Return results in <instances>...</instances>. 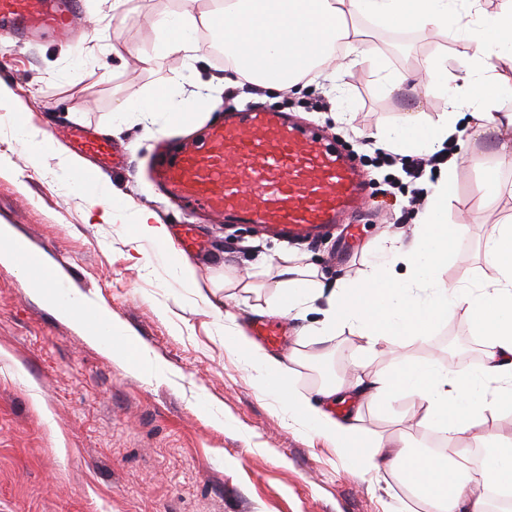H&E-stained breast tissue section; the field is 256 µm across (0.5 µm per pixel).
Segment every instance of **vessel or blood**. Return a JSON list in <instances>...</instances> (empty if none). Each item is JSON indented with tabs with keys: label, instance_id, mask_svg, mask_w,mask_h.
<instances>
[{
	"label": "vessel or blood",
	"instance_id": "obj_1",
	"mask_svg": "<svg viewBox=\"0 0 512 512\" xmlns=\"http://www.w3.org/2000/svg\"><path fill=\"white\" fill-rule=\"evenodd\" d=\"M76 0H0V33L23 42L75 34ZM81 148L112 164L108 143L87 127L67 132ZM157 189L174 204L207 213L217 224H261L273 237L305 241L365 204L353 160L321 131L287 113L251 107L228 113L201 138L162 143L151 164Z\"/></svg>",
	"mask_w": 512,
	"mask_h": 512
}]
</instances>
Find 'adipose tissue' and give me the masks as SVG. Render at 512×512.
Listing matches in <instances>:
<instances>
[{
	"label": "adipose tissue",
	"mask_w": 512,
	"mask_h": 512,
	"mask_svg": "<svg viewBox=\"0 0 512 512\" xmlns=\"http://www.w3.org/2000/svg\"><path fill=\"white\" fill-rule=\"evenodd\" d=\"M196 0H182L180 11L155 22L162 48L141 56L146 66L161 64L175 51L192 55L197 34L207 28L224 49V85L238 87L248 78L263 87L281 91L296 87L331 54L335 44L345 46L351 65L370 64L379 74L383 90L402 84L383 61L369 59L357 45L353 16L373 19L385 27L414 26L444 34L461 33L458 71L449 73L448 60L432 59L421 75L423 84L446 91L447 110L435 126L409 123L377 129L373 138L383 148L403 154L410 150H441L461 119L477 128L494 127L512 132V111L500 105L512 96V84L502 81L499 64L512 63V0L487 12L483 0H217L208 16L196 15ZM216 109L211 96L196 93L190 99H174L168 88L148 97L128 99L123 109L152 115L170 114L185 121L199 104ZM454 162L440 167L431 186L427 207L419 215V229L410 242L393 241L382 248L364 278L356 283L340 281L333 290L310 278L307 268L284 267L285 278L277 308L287 314L318 298H326L320 326L314 336H329L337 327L350 326L364 339L367 350H394L404 336L424 338L449 309L464 310L472 319L489 352L473 374L451 375L447 366L394 361L389 372L375 375L372 394L385 407H393L406 395L420 397L425 412L421 426L435 429L446 442L478 425L488 411L512 406V218L495 227L486 244V256L498 269L497 278L473 293L442 280L439 271L458 257L455 230L448 223V199L455 192ZM131 240L160 248L165 265L179 282H194L188 259L169 242L164 224L149 211L134 212ZM405 263L407 272L396 278L394 268ZM0 264L15 268L23 281L48 308L62 317L79 321L86 337L107 351L127 353L137 343L111 312L92 304L78 293L51 288L59 272L31 251L12 225L0 224ZM287 366L272 368L275 392L289 409L311 424L317 434L342 448L352 466L401 472L428 512H488V494L512 492V438L485 444L483 462L470 469L447 456L425 452L396 453L382 439L366 440L356 420L338 421L320 413L308 398L285 381Z\"/></svg>",
	"instance_id": "obj_1"
}]
</instances>
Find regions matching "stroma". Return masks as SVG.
<instances>
[{"label": "stroma", "instance_id": "stroma-1", "mask_svg": "<svg viewBox=\"0 0 512 512\" xmlns=\"http://www.w3.org/2000/svg\"><path fill=\"white\" fill-rule=\"evenodd\" d=\"M112 2L80 4L83 22L99 20L109 40L94 31L75 42L0 44V81L12 91L0 102V224L13 225L60 268L59 290L107 307L161 369L143 374L132 360L92 344L77 322L45 308L14 268L0 265V512H399L405 503L417 512L400 474L353 469L277 399L271 376L234 350L225 331L246 330L251 320L276 323L284 340L267 355L287 366L294 389L336 419L358 415L367 436L422 444L428 430L414 423L423 413L418 397L387 410L356 393L358 377L390 370L388 354H363V339L346 326L325 338L304 335L325 300L288 317L276 300L287 256L314 265L326 282L356 281L374 250L414 235L412 187L399 167L379 163L368 137L410 120L435 123L445 98L432 88L383 92L366 64L340 70V102L314 82L278 93L261 86L222 93L223 108L289 112L354 151L369 184L368 206L347 252L337 230L302 243L268 238L253 224L204 225L211 248L190 256L195 285L185 288L162 260H136L129 225L90 220L92 197L65 166L73 150L63 132L91 126L126 152L127 167L104 177L116 200L155 212L165 225L197 222V214L160 198L145 175L158 138L179 136V129L164 113L144 116L121 106L191 67L203 81L218 82V45L199 46L190 59L171 54L160 70L147 67L136 56L153 52V22L179 10V0H129L119 9ZM353 23L362 50L397 75L424 71L457 47L453 37L430 30L384 28L359 17ZM457 129L448 223L457 229L460 258L442 277L475 289L496 276L484 259L485 240L512 216V138L462 121ZM26 131L52 134L53 149L29 153ZM487 166L500 171L502 190L494 197L483 188ZM228 276L254 291L224 287ZM476 338L470 318L452 309L427 338L401 339L398 352L405 362L440 361L466 375ZM329 382L341 387L340 396L316 399ZM511 435L512 413L504 411L458 445L476 466L486 438Z\"/></svg>", "mask_w": 512, "mask_h": 512}]
</instances>
